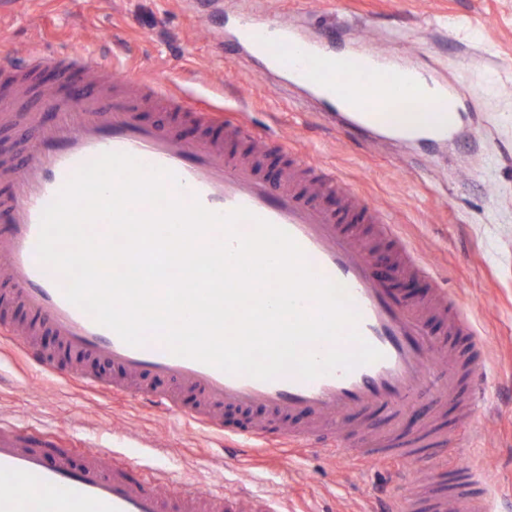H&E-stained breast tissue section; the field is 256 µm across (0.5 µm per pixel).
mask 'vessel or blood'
Returning <instances> with one entry per match:
<instances>
[{
  "instance_id": "1",
  "label": "vessel or blood",
  "mask_w": 512,
  "mask_h": 512,
  "mask_svg": "<svg viewBox=\"0 0 512 512\" xmlns=\"http://www.w3.org/2000/svg\"><path fill=\"white\" fill-rule=\"evenodd\" d=\"M239 44L265 68L287 57L294 83L315 93L322 111L345 115L349 124L374 130L370 93L384 82L390 94L418 108L458 107L461 91L448 83H421L416 72L401 66L392 51L339 55L306 39L288 22L263 13L243 17ZM106 63L71 47L34 53L14 63L17 71L50 68L58 83L45 95L51 123L28 117L35 134L19 161L0 158V276L24 319L49 329L66 356L88 357L117 367L123 380L85 373V387L111 395L132 396L178 414L210 433L224 430L223 413H244L233 432L240 446L270 450L310 448L326 454L341 449L360 460L401 468L409 481L417 466L435 468L447 491L426 499L391 496L384 512H493L488 491H470L475 477L466 466H448L445 439L424 428L413 435L395 424L421 393L456 404L475 399L487 356L477 332L450 291L435 289L429 302L397 296L390 281L377 276L373 253L352 232L355 224L376 225L395 239V264L404 276H431L410 246L396 240L395 227L381 210L347 189L334 170L312 165L303 155L271 148L260 136L235 126L227 137L208 133L185 138L181 123L208 127L222 118V107H197L176 83L145 77L133 80L132 93L103 100L94 85ZM176 113L175 124L145 122L147 105ZM277 150L288 156L278 182L265 179L255 155ZM107 151L127 153L148 167H162L180 178L184 200L198 199L208 210L228 213L243 207L287 231L320 276L342 284L360 314L358 331L378 348L382 359L353 370H336L312 380L292 373L270 381L229 374L216 367L169 352L159 341L141 347L124 343L66 300L64 278L35 255L43 209L83 164ZM342 200L338 212L325 211L323 195ZM448 322L435 330L432 316ZM16 348L36 366L61 378L70 373L58 358L28 340ZM447 361L448 376L439 381L431 367ZM167 378L173 390L129 386L132 377ZM195 395L184 404L181 393ZM387 423L380 437L364 435L359 421L374 415ZM136 464H118L112 450L101 448L74 460L71 451L50 447L43 432L0 421V512H282V501L249 489L245 483L218 492L200 491L170 479L146 482L134 474Z\"/></svg>"
}]
</instances>
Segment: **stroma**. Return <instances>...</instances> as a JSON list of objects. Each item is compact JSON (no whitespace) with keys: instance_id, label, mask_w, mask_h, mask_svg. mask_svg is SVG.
<instances>
[{"instance_id":"35a3bbf8","label":"stroma","mask_w":512,"mask_h":512,"mask_svg":"<svg viewBox=\"0 0 512 512\" xmlns=\"http://www.w3.org/2000/svg\"><path fill=\"white\" fill-rule=\"evenodd\" d=\"M226 0H0V63L29 51L75 44L107 57L116 74L155 75L199 92L228 120L334 169L380 208L401 236L451 288L488 349L490 382L466 425L474 437L464 462L481 467L496 512H512V0H265L273 16L352 47L364 32L377 48L411 54L422 71L461 90L462 117L446 149L424 158L400 144H370L330 124L260 62L221 51L218 30L236 17ZM41 94L14 102L19 121L0 125V146L20 159L28 135L20 120L41 112ZM483 127L487 144L473 152ZM47 431L75 456L94 446L140 465L139 478L166 472L203 490L248 478L283 496L288 512H369L392 489L386 464L349 454L230 461L221 438L173 414L111 399L25 364L0 350V419Z\"/></svg>"}]
</instances>
